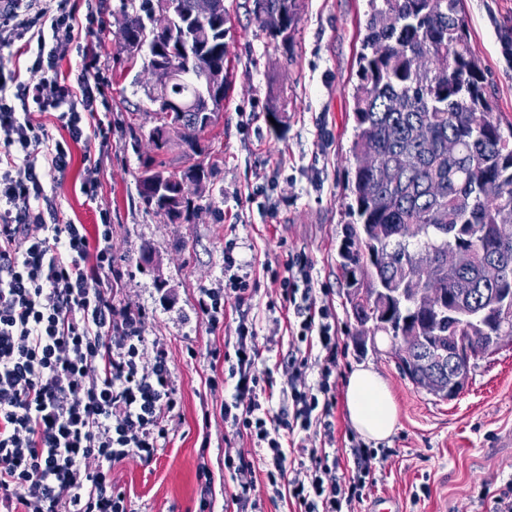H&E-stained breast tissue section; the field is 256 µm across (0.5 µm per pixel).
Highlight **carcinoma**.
<instances>
[{"instance_id":"obj_1","label":"carcinoma","mask_w":512,"mask_h":512,"mask_svg":"<svg viewBox=\"0 0 512 512\" xmlns=\"http://www.w3.org/2000/svg\"><path fill=\"white\" fill-rule=\"evenodd\" d=\"M157 0L132 7L123 35L127 52L148 49L144 85L151 106L162 99L191 103L192 112L156 113L155 132L133 128L134 146L147 141L161 152L175 142L186 160L200 154L199 140L224 109L201 99L203 78L223 73L222 97L230 81L225 41L228 10L210 20L200 35L190 15L191 0L172 18L178 39L155 36L149 24ZM365 35L357 57L358 81L352 94L354 133L349 156L374 155V171L352 167L345 190L350 221L344 225L338 266L345 281L346 311L355 331L371 336H414L408 351L417 361L462 349L493 353L497 337L512 336V235L501 225L512 220V123L503 131L494 115L485 68L473 51L462 0H367ZM259 27L290 50L300 19L301 0H252ZM191 62L193 73L169 77ZM403 109L395 112L391 102ZM431 127L420 143L415 129ZM459 145L448 155V139ZM408 163H403V160ZM215 165L193 163L170 171L155 156L145 158L136 190L146 208L172 223L186 220L195 205L186 192L202 183ZM494 185L498 196L486 195ZM462 256L455 268L443 254ZM503 265L502 280L482 277L485 263ZM422 267L425 282L403 279L405 267ZM437 295L434 309L419 305L421 293Z\"/></svg>"}]
</instances>
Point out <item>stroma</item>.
Returning a JSON list of instances; mask_svg holds the SVG:
<instances>
[{
  "label": "stroma",
  "instance_id": "stroma-1",
  "mask_svg": "<svg viewBox=\"0 0 512 512\" xmlns=\"http://www.w3.org/2000/svg\"><path fill=\"white\" fill-rule=\"evenodd\" d=\"M102 22L91 38L100 46L99 67L109 80L107 118L112 142L102 159L101 192L111 212L112 244L126 276L113 296L118 304L145 311L148 340L163 345L173 373L180 410L169 425L156 460H128L112 470L132 512H196L200 469H208L210 512H235L225 455L249 451L248 440H225L220 401L206 385L212 349L228 350L237 307L224 305V323L211 328L198 314L200 285L224 277V243L234 240L236 257L251 262L257 317V371L273 383L269 404H288L289 327L282 290L263 271L288 253L313 262L315 288L325 290L336 314L345 351L336 379L344 396L348 375L358 367L378 372L396 406L397 424L383 440L389 456L372 473L368 500L396 503L399 512H491L489 482L512 478V343L479 358L463 392L442 400L416 389L390 353L387 337L360 348L346 314V287L337 267L348 220L344 199L346 156L353 136L351 95L357 83V54L365 33L367 0H304L291 56L274 48L250 12L249 0H224L231 88L217 123L202 134L199 156L216 172L199 194L191 222L170 223L146 210L136 177L149 145L133 147L129 131L151 127L143 86V55L121 51L117 21L130 0H92ZM471 45L486 68L488 90L499 119L512 122V61L499 42L512 27V0H464ZM279 104L283 128L267 112ZM85 149L72 148V165L58 191L64 220L93 226L99 217L79 191ZM262 196H255L256 186ZM209 448H201L202 440Z\"/></svg>",
  "mask_w": 512,
  "mask_h": 512
}]
</instances>
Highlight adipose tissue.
<instances>
[{"instance_id":"1","label":"adipose tissue","mask_w":512,"mask_h":512,"mask_svg":"<svg viewBox=\"0 0 512 512\" xmlns=\"http://www.w3.org/2000/svg\"><path fill=\"white\" fill-rule=\"evenodd\" d=\"M345 403L351 425L363 437L381 441L394 431L396 405L387 383L372 369L360 368L347 379Z\"/></svg>"}]
</instances>
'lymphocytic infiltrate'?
I'll return each instance as SVG.
<instances>
[{
  "label": "lymphocytic infiltrate",
  "instance_id": "1",
  "mask_svg": "<svg viewBox=\"0 0 512 512\" xmlns=\"http://www.w3.org/2000/svg\"><path fill=\"white\" fill-rule=\"evenodd\" d=\"M81 8V0H6L0 8V50L18 41L35 48L29 80L0 68V512H129L112 469L127 459L151 462L178 406L167 353L147 344L144 310L112 299L126 270L112 251L108 208H100L93 236L60 218L56 190L72 146L106 147L112 132L97 118L104 88L99 56L81 37ZM64 46L82 61L78 78L58 70ZM43 114L61 135L40 122ZM234 249L226 242L223 283L196 297L214 328L224 321L225 298L241 307L252 299ZM312 270L303 253L283 264L282 298L295 318L290 410L260 401L271 382L256 370V318L240 315L232 352L211 353L225 364L208 378L211 392L233 386L220 405L225 429L254 449L224 458L238 512H263L252 496L261 479L287 494L294 512H355L367 495L377 451L348 435L353 466L343 473L329 453L339 343ZM311 434L321 447H302ZM290 442L299 445L293 457Z\"/></svg>",
  "mask_w": 512,
  "mask_h": 512
}]
</instances>
